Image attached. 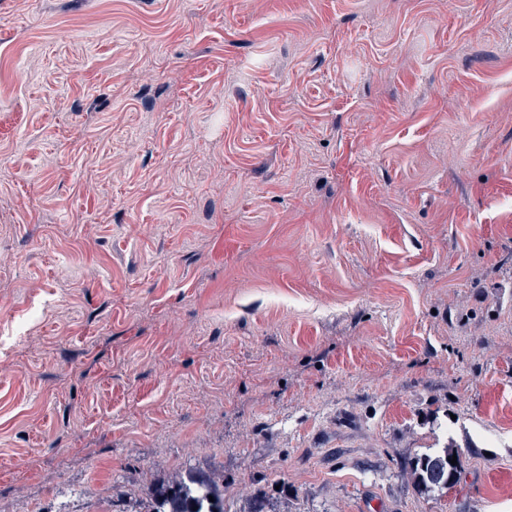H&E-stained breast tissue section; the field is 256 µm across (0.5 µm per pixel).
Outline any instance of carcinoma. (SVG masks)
Listing matches in <instances>:
<instances>
[{
	"label": "carcinoma",
	"instance_id": "carcinoma-1",
	"mask_svg": "<svg viewBox=\"0 0 512 512\" xmlns=\"http://www.w3.org/2000/svg\"><path fill=\"white\" fill-rule=\"evenodd\" d=\"M459 455L453 448L415 458L410 464L414 484L430 491L452 488L460 483L462 466L450 463ZM143 493L130 500L124 512H224V473L200 461L162 479L140 475Z\"/></svg>",
	"mask_w": 512,
	"mask_h": 512
}]
</instances>
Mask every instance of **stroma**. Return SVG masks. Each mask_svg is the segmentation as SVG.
Wrapping results in <instances>:
<instances>
[{"label":"stroma","mask_w":512,"mask_h":512,"mask_svg":"<svg viewBox=\"0 0 512 512\" xmlns=\"http://www.w3.org/2000/svg\"><path fill=\"white\" fill-rule=\"evenodd\" d=\"M510 73L512 0H0V503L512 512ZM453 455H456L455 465L450 463ZM410 475L414 484L425 491L452 488L461 481L462 466L459 452L446 447L440 453L416 457L410 464ZM177 470L162 479L142 473L139 482L143 493L131 498L124 512H225L224 472L207 461Z\"/></svg>","instance_id":"1"}]
</instances>
